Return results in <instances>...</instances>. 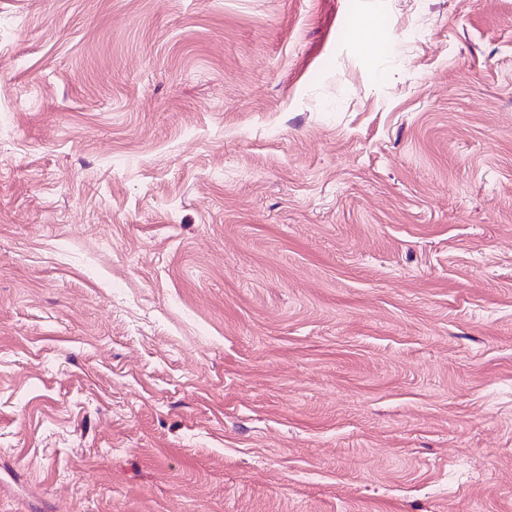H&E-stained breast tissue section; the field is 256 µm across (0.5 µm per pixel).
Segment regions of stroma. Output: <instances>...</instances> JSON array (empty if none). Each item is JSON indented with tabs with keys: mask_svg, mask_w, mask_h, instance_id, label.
<instances>
[{
	"mask_svg": "<svg viewBox=\"0 0 512 512\" xmlns=\"http://www.w3.org/2000/svg\"><path fill=\"white\" fill-rule=\"evenodd\" d=\"M0 512H512V0H0Z\"/></svg>",
	"mask_w": 512,
	"mask_h": 512,
	"instance_id": "35a3bbf8",
	"label": "stroma"
}]
</instances>
